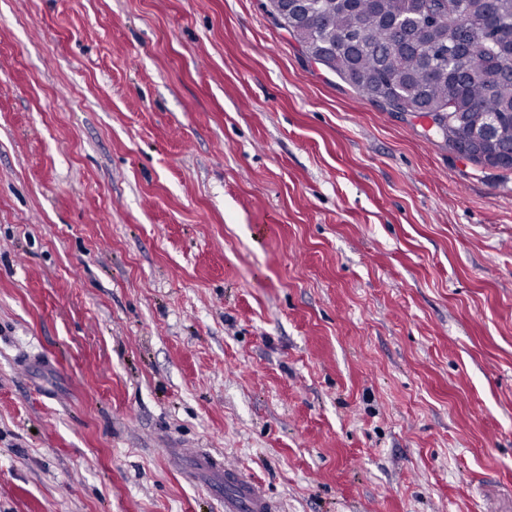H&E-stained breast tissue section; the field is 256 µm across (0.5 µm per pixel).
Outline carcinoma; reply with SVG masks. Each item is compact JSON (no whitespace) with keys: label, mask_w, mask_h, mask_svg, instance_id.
I'll return each mask as SVG.
<instances>
[{"label":"carcinoma","mask_w":512,"mask_h":512,"mask_svg":"<svg viewBox=\"0 0 512 512\" xmlns=\"http://www.w3.org/2000/svg\"><path fill=\"white\" fill-rule=\"evenodd\" d=\"M433 7L441 24L416 30L406 21L418 0H318L286 31L303 50L323 53L333 74L381 108L405 104L419 117L453 115L440 128L451 152L473 130L493 125L470 162L512 172V80L498 75L512 59V0H433ZM463 27L472 32L465 63L424 58L425 46L457 44Z\"/></svg>","instance_id":"cac0c4a2"}]
</instances>
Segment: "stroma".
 Returning <instances> with one entry per match:
<instances>
[{
    "label": "stroma",
    "mask_w": 512,
    "mask_h": 512,
    "mask_svg": "<svg viewBox=\"0 0 512 512\" xmlns=\"http://www.w3.org/2000/svg\"><path fill=\"white\" fill-rule=\"evenodd\" d=\"M512 512V173L267 0H0V512ZM224 483L234 492L224 500L225 512H273L265 494L240 471L224 469Z\"/></svg>",
    "instance_id": "obj_1"
}]
</instances>
